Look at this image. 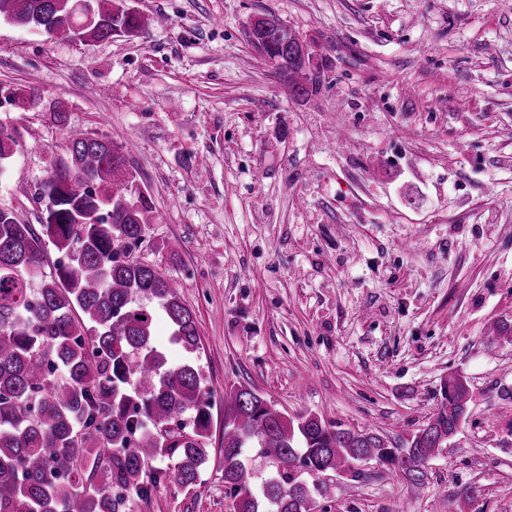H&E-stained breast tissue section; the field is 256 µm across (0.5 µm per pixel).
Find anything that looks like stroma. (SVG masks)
I'll list each match as a JSON object with an SVG mask.
<instances>
[{
    "label": "stroma",
    "mask_w": 512,
    "mask_h": 512,
    "mask_svg": "<svg viewBox=\"0 0 512 512\" xmlns=\"http://www.w3.org/2000/svg\"><path fill=\"white\" fill-rule=\"evenodd\" d=\"M135 5L140 35L86 44L0 20V123L18 142L0 208L39 224L66 128L135 143L156 207L135 255L197 318L209 460L135 512H230L231 386L399 445L451 374L469 414L424 480L373 461L330 475L315 512H512V342L497 332L512 325V0ZM259 16L306 44L315 95H284L248 39ZM17 88L42 107L10 101Z\"/></svg>",
    "instance_id": "35a3bbf8"
}]
</instances>
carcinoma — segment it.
I'll return each instance as SVG.
<instances>
[{
	"label": "carcinoma",
	"instance_id": "cac0c4a2",
	"mask_svg": "<svg viewBox=\"0 0 512 512\" xmlns=\"http://www.w3.org/2000/svg\"><path fill=\"white\" fill-rule=\"evenodd\" d=\"M0 0V19L82 42L134 37L148 25L133 0ZM248 37L279 70L292 98L316 92L310 57L274 18ZM17 142L0 124V167ZM126 152L83 130L69 131L37 188L42 232L0 208V512H131L174 477L193 485L207 462L212 399L195 364L199 333L179 284L132 255L155 205ZM59 254L46 272L44 244ZM163 315L187 359L167 366L153 325ZM469 391L459 376L402 447L373 431L342 429L315 415L289 419L250 387L224 391V487L234 512H311L328 492L323 477L362 478L377 460L419 483L423 467L454 436ZM154 430L148 432L144 421ZM265 459L258 477L245 449ZM176 457L174 474L147 472Z\"/></svg>",
	"mask_w": 512,
	"mask_h": 512
}]
</instances>
